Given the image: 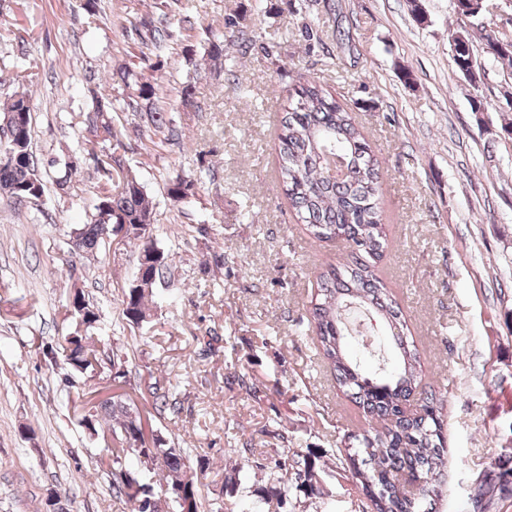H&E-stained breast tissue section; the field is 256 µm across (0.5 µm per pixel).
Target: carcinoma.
<instances>
[{"label": "carcinoma", "instance_id": "1", "mask_svg": "<svg viewBox=\"0 0 512 512\" xmlns=\"http://www.w3.org/2000/svg\"><path fill=\"white\" fill-rule=\"evenodd\" d=\"M140 43L150 51H159L171 37L166 15L160 14L144 22L136 30ZM470 38L463 35L456 50L454 63L464 73L472 63ZM132 73L123 70L118 78L131 92L125 100L126 109L146 116L149 142L154 146L167 144L179 136L170 113L155 106L156 87L151 81L129 83ZM114 106L109 98L95 101L92 111L82 114L81 124L87 135L82 137L73 158L80 160L84 153L95 150L112 151ZM278 140V178L291 207L307 227L310 236L319 241L344 240L351 249V262L338 267L329 264L319 273L317 292L312 299V310L306 331L312 335L327 368L338 384L350 392L352 400L361 405L365 420L382 421L358 434L343 451L350 477L366 495L375 512H427V499L436 495L440 482V465L445 453L441 436L440 399L436 392L420 386L419 354L416 346L404 336L402 312L388 295L387 287L376 269L386 244L385 224L379 207L380 160L366 140L352 113L340 106L336 99L317 81L296 91V100L288 105L280 120ZM0 197L16 206L32 204L41 199L47 189L43 169L56 167L61 176L56 185L64 187L77 172L71 164L56 159L38 157L32 146V115L28 99L18 94L0 109ZM116 171L102 166L99 171L117 185L103 189L94 204L90 221L75 229L78 250L94 255L106 246L115 224H154V206L145 187L134 178L122 176L120 161H114ZM167 197L178 204L189 205L196 199L197 182L188 175L178 174L166 183ZM141 241L138 266L144 256L153 250L158 253L146 269L150 289L125 288L122 293V316L128 325L150 311L157 289L167 286L174 278L172 255L165 251L150 234L138 237ZM365 308L383 319L393 341L400 350V361L393 375L374 379L364 376L359 364L344 350L346 327L342 316L347 304ZM70 307L77 328L64 337L61 345L63 363L71 375L65 377L67 402L80 398V387L72 381L98 358V345L107 344L110 337L102 335L101 315L93 300L85 293L76 296ZM152 406L159 412L177 416L181 403L176 390L155 381L147 385ZM421 403L422 413L406 412L410 400ZM102 422L112 428L117 447L112 449V497L131 507V512H142L137 500L154 501L156 512H183L179 501L188 504V512H206L189 465V455L176 445L162 442L156 447L145 441L147 426L140 413L114 395L99 405V409L83 415L81 425L88 431L96 430ZM137 456L144 466L161 474V492L153 485L143 483L141 495L130 493L134 479L123 468L127 455ZM278 477L269 479L257 490L260 501L267 504L281 499L286 492L305 495H329L321 483L325 472L324 455L308 452L294 454L275 462Z\"/></svg>", "mask_w": 512, "mask_h": 512}]
</instances>
